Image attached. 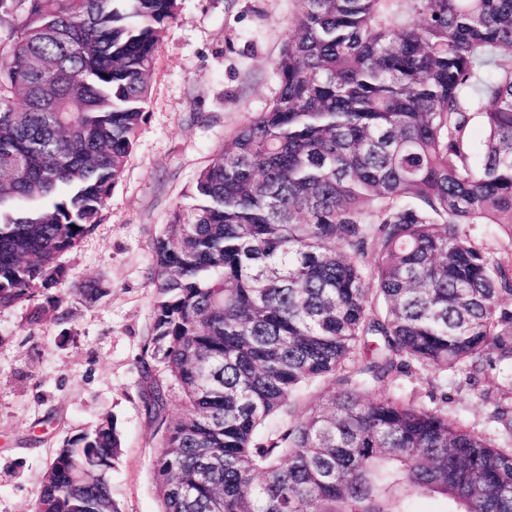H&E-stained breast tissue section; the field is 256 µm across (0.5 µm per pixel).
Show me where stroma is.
Masks as SVG:
<instances>
[{"instance_id": "stroma-1", "label": "stroma", "mask_w": 512, "mask_h": 512, "mask_svg": "<svg viewBox=\"0 0 512 512\" xmlns=\"http://www.w3.org/2000/svg\"><path fill=\"white\" fill-rule=\"evenodd\" d=\"M158 48L144 117L102 220L60 256L65 297L35 326L31 302L0 308V512H30L46 464L65 436L112 416L122 451L112 467L120 512H161L154 460L161 432L143 410L139 359L152 321L153 243L176 207L191 204L195 178L234 130L277 91L273 63L293 33L297 0H179ZM108 292L86 303L77 286ZM447 394L464 427L512 447L492 422L512 385L488 370L483 386L465 374L428 370L372 396Z\"/></svg>"}]
</instances>
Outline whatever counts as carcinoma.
I'll list each match as a JSON object with an SVG mask.
<instances>
[{
    "label": "carcinoma",
    "instance_id": "obj_1",
    "mask_svg": "<svg viewBox=\"0 0 512 512\" xmlns=\"http://www.w3.org/2000/svg\"><path fill=\"white\" fill-rule=\"evenodd\" d=\"M177 13L0 0V308L65 283L58 257L123 175ZM294 27L273 101L153 245L139 364L162 512H407L432 493L512 512V448L450 418L447 395L367 398L420 371L477 386L512 364V0H300ZM77 291L91 304L107 288ZM120 454L108 415L65 438L32 512H118Z\"/></svg>",
    "mask_w": 512,
    "mask_h": 512
}]
</instances>
